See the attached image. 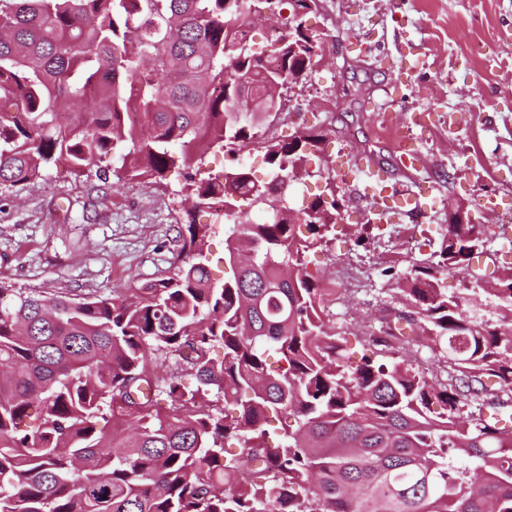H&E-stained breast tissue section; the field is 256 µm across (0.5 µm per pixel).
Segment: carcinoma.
<instances>
[{
	"mask_svg": "<svg viewBox=\"0 0 512 512\" xmlns=\"http://www.w3.org/2000/svg\"><path fill=\"white\" fill-rule=\"evenodd\" d=\"M252 26L226 0H0V190L63 155L77 177L96 161L156 183L255 143L272 84L306 80L314 50L276 27L252 50ZM324 137L263 142L270 170L287 180ZM180 193L179 264L131 298L0 282V512H512V267L492 301L444 286L487 225H445L439 260L395 279L385 333L422 329L453 369L434 384L407 360L351 364L326 325L304 256L334 189L296 210L238 165ZM198 212L234 224L220 280Z\"/></svg>",
	"mask_w": 512,
	"mask_h": 512,
	"instance_id": "cac0c4a2",
	"label": "carcinoma"
}]
</instances>
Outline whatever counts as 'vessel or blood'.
Wrapping results in <instances>:
<instances>
[{
    "label": "vessel or blood",
    "mask_w": 512,
    "mask_h": 512,
    "mask_svg": "<svg viewBox=\"0 0 512 512\" xmlns=\"http://www.w3.org/2000/svg\"><path fill=\"white\" fill-rule=\"evenodd\" d=\"M428 120V113L413 111L410 112L404 126L397 130L395 140L403 166L413 168L423 164L424 154L411 131L413 128L426 126ZM340 174L344 177L356 174L362 176L365 181V195L371 201L382 223H390L394 216L402 213L423 210L428 204V193L408 189L396 190L390 185L389 176L383 168L363 162L352 153H345Z\"/></svg>",
    "instance_id": "obj_1"
}]
</instances>
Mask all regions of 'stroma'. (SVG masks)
I'll use <instances>...</instances> for the list:
<instances>
[{
	"label": "stroma",
	"mask_w": 512,
	"mask_h": 512,
	"mask_svg": "<svg viewBox=\"0 0 512 512\" xmlns=\"http://www.w3.org/2000/svg\"><path fill=\"white\" fill-rule=\"evenodd\" d=\"M309 23L327 40L322 63L289 90L287 108L259 134L278 141L314 123L325 130L322 153L308 165L314 173L309 198L335 180L342 146L370 156L400 187L430 188L425 213L381 229L371 224V205L355 187L337 183L343 219L327 243L306 256L322 287L340 269L356 276L345 306L328 303L326 324L345 334L352 351L400 357L403 349L380 331L401 307L384 256L400 253L399 269L407 271L436 258L450 206L486 193L512 204V0H321ZM412 53L424 68L403 86L402 101L376 111L385 86L402 80ZM409 109L436 112L417 171L400 166L388 133ZM235 161L259 179L269 171L258 148L207 155L168 172L160 184L77 177L58 160L21 192H0V281L48 293L133 295L174 266L178 228L186 221L180 193L186 178L207 180ZM483 221L488 240L472 273L486 282L512 265L500 248L503 236H512V223H495L488 214Z\"/></svg>",
	"instance_id": "stroma-1"
}]
</instances>
